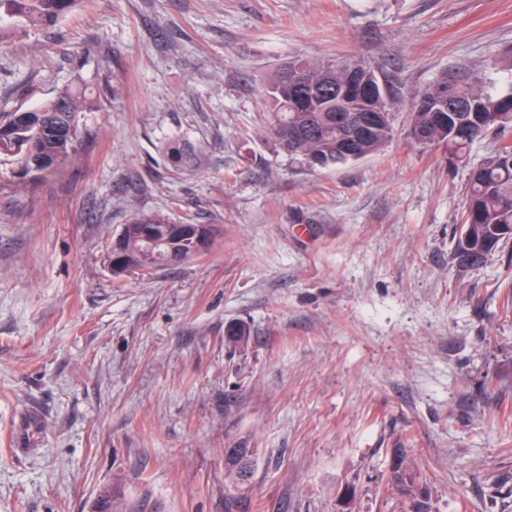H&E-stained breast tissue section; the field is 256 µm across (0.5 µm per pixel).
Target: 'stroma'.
Instances as JSON below:
<instances>
[{"label":"stroma","instance_id":"obj_1","mask_svg":"<svg viewBox=\"0 0 512 512\" xmlns=\"http://www.w3.org/2000/svg\"><path fill=\"white\" fill-rule=\"evenodd\" d=\"M296 55L386 78L393 140L317 169L278 151L261 85ZM510 60L512 0H78L1 33L0 113L94 105L53 169L0 155V512H414L399 449L429 512H512V240L452 258L500 137L408 136L417 92L496 91ZM151 213L219 231L113 276ZM257 464L256 451L239 444L224 451V480L236 488L245 483L240 480L241 472L247 471L252 476ZM417 463L403 454H399L393 468L392 482L403 493L417 498L416 487Z\"/></svg>","mask_w":512,"mask_h":512}]
</instances>
